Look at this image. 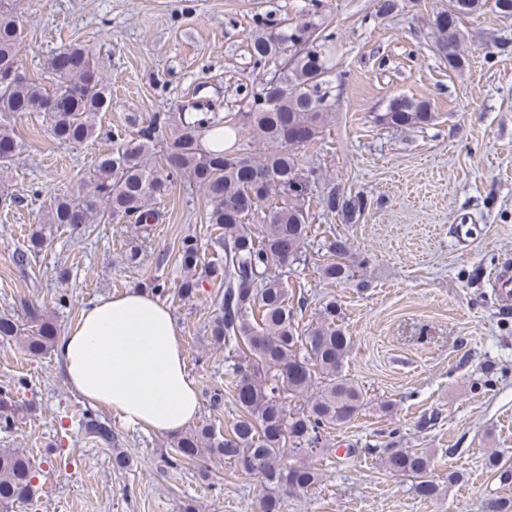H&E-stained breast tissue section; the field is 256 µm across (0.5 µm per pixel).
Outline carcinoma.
Wrapping results in <instances>:
<instances>
[{"instance_id":"cac0c4a2","label":"carcinoma","mask_w":512,"mask_h":512,"mask_svg":"<svg viewBox=\"0 0 512 512\" xmlns=\"http://www.w3.org/2000/svg\"><path fill=\"white\" fill-rule=\"evenodd\" d=\"M14 0H0V70L17 61L22 31L16 27ZM512 17V0H449L448 9L431 21L437 55L455 71L463 67L462 21L483 9ZM263 34L250 41L253 66L281 64L253 95L245 113L252 139L268 145L256 158L251 153L209 151L207 130L228 126L216 110L158 112L149 119L125 115L112 130L114 148L98 157L79 189L53 197L41 223L32 229L28 247L16 253L23 265L47 246L45 224H110L130 219L157 224L156 204L175 181L189 179L206 196L207 223L220 234L214 245L222 256L199 265L197 240L186 237L178 261L183 276L176 288L183 299L200 294L204 283L219 285L215 314L207 331L224 346L225 387L210 396L218 407L229 395L236 413L226 431L211 424L179 434L171 441L168 463L203 461L213 455L230 461L246 475L260 478V512H282V495L308 491L322 481L312 461L328 452L329 430L347 424L368 405L366 392L345 373L351 338L337 324L336 303H326L316 321L299 329L285 286L286 271L306 262L310 232L309 195L320 179L301 167L303 148L318 140L329 123V80L336 53L333 32L311 20L288 31L266 32L270 22L254 19ZM52 87L22 76L0 83V208L9 211L16 198L6 173L24 149L11 120L25 113H48L51 135L81 145L93 137L99 113L112 109V96L97 68L95 53L84 44H70L47 62ZM435 113L426 98L405 95L390 100L375 117L383 127L406 129L433 124ZM325 214L344 224L358 221L369 207L357 192L332 186L319 195ZM330 260L319 268L331 282H352L350 239L326 240ZM26 320L0 316V337L21 341L33 355L54 347L58 329L43 310L27 301ZM311 393L306 409H288L286 400ZM19 412L6 392L0 393V420L10 425ZM385 469L411 481L418 497L431 500L440 492L433 457L422 448H386ZM489 470L503 484L512 482V463L491 453ZM36 470L30 459L13 448H0V508L25 502L33 491Z\"/></svg>"}]
</instances>
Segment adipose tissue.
Segmentation results:
<instances>
[{"label": "adipose tissue", "instance_id": "1", "mask_svg": "<svg viewBox=\"0 0 512 512\" xmlns=\"http://www.w3.org/2000/svg\"><path fill=\"white\" fill-rule=\"evenodd\" d=\"M69 388L144 429L177 432L200 407L173 315L151 293L102 297L57 343Z\"/></svg>", "mask_w": 512, "mask_h": 512}]
</instances>
